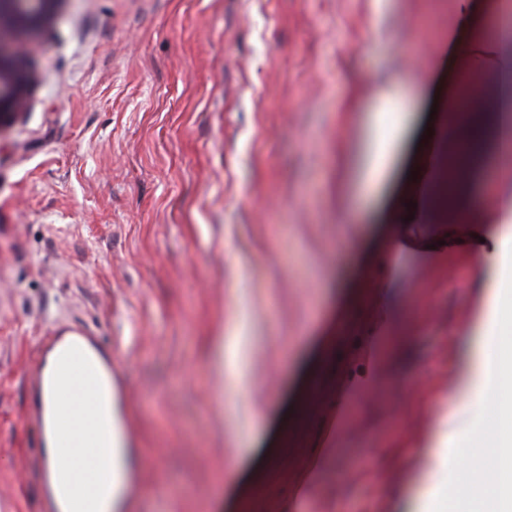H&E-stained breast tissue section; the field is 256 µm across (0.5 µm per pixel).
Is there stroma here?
<instances>
[{
    "label": "stroma",
    "mask_w": 512,
    "mask_h": 512,
    "mask_svg": "<svg viewBox=\"0 0 512 512\" xmlns=\"http://www.w3.org/2000/svg\"><path fill=\"white\" fill-rule=\"evenodd\" d=\"M454 5L61 0L0 130V512H40L25 375L54 325L96 332L129 391L130 512H396L419 487L424 512H483L440 424L494 227L434 193L397 264L381 248L418 165L495 186L494 142L475 173L424 136L448 122L434 92L497 89L494 22L449 58ZM393 78L409 132L374 203L357 158ZM220 338L240 354L222 370Z\"/></svg>",
    "instance_id": "stroma-1"
}]
</instances>
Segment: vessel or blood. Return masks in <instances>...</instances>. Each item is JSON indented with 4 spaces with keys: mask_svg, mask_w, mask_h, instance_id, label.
<instances>
[{
    "mask_svg": "<svg viewBox=\"0 0 512 512\" xmlns=\"http://www.w3.org/2000/svg\"><path fill=\"white\" fill-rule=\"evenodd\" d=\"M26 414L42 459L73 457L71 467H44L43 512H96L110 485L112 436L124 431L127 396L99 337L65 327L44 337L28 371Z\"/></svg>",
    "mask_w": 512,
    "mask_h": 512,
    "instance_id": "1",
    "label": "vessel or blood"
}]
</instances>
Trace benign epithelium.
<instances>
[{
	"mask_svg": "<svg viewBox=\"0 0 512 512\" xmlns=\"http://www.w3.org/2000/svg\"><path fill=\"white\" fill-rule=\"evenodd\" d=\"M59 0H0V130L24 115L36 81L24 65L32 46L20 33L49 28Z\"/></svg>",
	"mask_w": 512,
	"mask_h": 512,
	"instance_id": "7a95c632",
	"label": "benign epithelium"
}]
</instances>
